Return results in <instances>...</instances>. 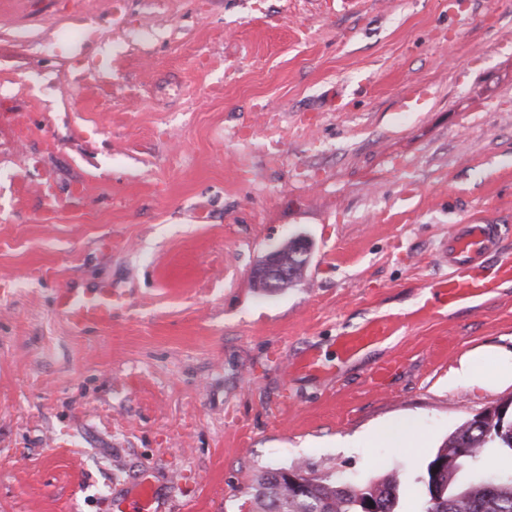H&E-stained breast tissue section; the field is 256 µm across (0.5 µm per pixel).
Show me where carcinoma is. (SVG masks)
Returning a JSON list of instances; mask_svg holds the SVG:
<instances>
[{"mask_svg":"<svg viewBox=\"0 0 512 512\" xmlns=\"http://www.w3.org/2000/svg\"><path fill=\"white\" fill-rule=\"evenodd\" d=\"M303 237L291 238L277 254L288 265V279L266 291L284 292L302 277L309 263ZM503 409L465 420L431 459L413 486L387 477L355 484L333 473L314 475L302 462L267 467L250 494L251 512H362L367 502L374 512H403L408 498L411 512H512V397Z\"/></svg>","mask_w":512,"mask_h":512,"instance_id":"1","label":"carcinoma"}]
</instances>
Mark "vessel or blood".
Returning a JSON list of instances; mask_svg holds the SVG:
<instances>
[{"instance_id":"b4317fda","label":"vessel or blood","mask_w":512,"mask_h":512,"mask_svg":"<svg viewBox=\"0 0 512 512\" xmlns=\"http://www.w3.org/2000/svg\"><path fill=\"white\" fill-rule=\"evenodd\" d=\"M439 258L448 267V276L432 281L427 287L425 311L438 315L451 306L494 293L500 284L512 280V252L503 242L500 225L455 224L444 236ZM116 295L110 283L91 289L72 286L61 288L55 308L76 330L112 322V301ZM400 326L397 317L388 316L364 323L336 339V359L345 364L368 347L392 336ZM288 374H320L326 367L312 351L287 361ZM154 484L140 480L133 500L121 503L118 512H154Z\"/></svg>"}]
</instances>
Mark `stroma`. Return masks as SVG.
<instances>
[{"label":"stroma","instance_id":"35a3bbf8","mask_svg":"<svg viewBox=\"0 0 512 512\" xmlns=\"http://www.w3.org/2000/svg\"><path fill=\"white\" fill-rule=\"evenodd\" d=\"M159 2L172 34L132 41L145 0H112V75L73 111L0 107V512H111L145 473L156 512H240L257 469L297 460L413 483L512 396L448 386L512 349L511 282L421 312L452 225H512V0ZM76 4L0 0L1 83L36 76L20 31ZM297 234L301 281L256 288ZM104 281L111 327L75 332L57 291ZM386 316L337 365V336ZM304 350L326 372L287 375ZM394 419L419 454L357 442ZM398 317L370 320L336 338L337 365H343L368 347L392 336L401 326ZM483 354H474L462 357L457 367L452 368L448 375V386H486L487 377L479 370V365H475L478 358Z\"/></svg>","mask_w":512,"mask_h":512}]
</instances>
